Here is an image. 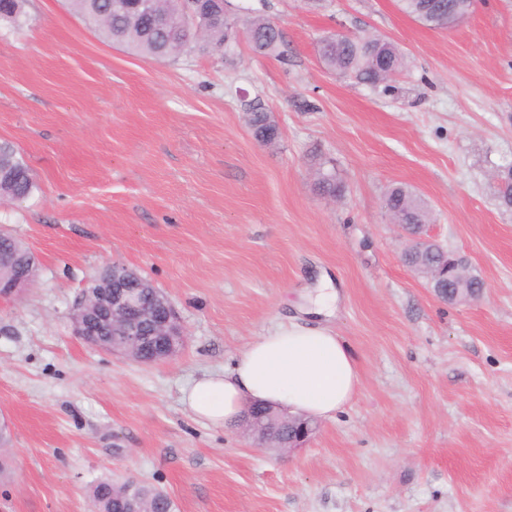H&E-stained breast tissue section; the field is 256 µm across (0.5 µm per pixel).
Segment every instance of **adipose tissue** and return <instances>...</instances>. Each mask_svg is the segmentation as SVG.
<instances>
[{
  "label": "adipose tissue",
  "mask_w": 512,
  "mask_h": 512,
  "mask_svg": "<svg viewBox=\"0 0 512 512\" xmlns=\"http://www.w3.org/2000/svg\"><path fill=\"white\" fill-rule=\"evenodd\" d=\"M337 293L322 278L306 297L317 317L269 329L251 341L235 363L195 382L184 400L195 419L221 426L239 418L245 404L280 405L295 414L331 420L354 397L359 371L353 353L320 321Z\"/></svg>",
  "instance_id": "ef3b65f1"
}]
</instances>
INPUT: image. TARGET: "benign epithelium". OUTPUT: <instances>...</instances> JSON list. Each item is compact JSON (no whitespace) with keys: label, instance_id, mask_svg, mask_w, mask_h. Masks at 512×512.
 <instances>
[{"label":"benign epithelium","instance_id":"7a95c632","mask_svg":"<svg viewBox=\"0 0 512 512\" xmlns=\"http://www.w3.org/2000/svg\"><path fill=\"white\" fill-rule=\"evenodd\" d=\"M190 7L174 28L185 35L196 28V19L202 14L205 0H189ZM448 256L447 270L438 273L439 281L434 287L435 294L448 302L480 298L484 288H470L463 296L458 288V255ZM0 267L10 269V274L0 278V298L17 295L36 277L37 259H32L21 271L10 268L0 261ZM88 284L76 300L73 309L75 335L93 346L139 363L152 364L176 356L185 341L184 330L177 312L168 295L143 278L135 270L112 263ZM269 418L264 435L278 436L288 430V441H279V449L292 450L307 439L312 432L310 422L290 414L286 409L274 405L266 407Z\"/></svg>","mask_w":512,"mask_h":512}]
</instances>
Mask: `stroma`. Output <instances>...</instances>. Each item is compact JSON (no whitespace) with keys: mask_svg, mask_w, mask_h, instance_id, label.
<instances>
[{"mask_svg":"<svg viewBox=\"0 0 512 512\" xmlns=\"http://www.w3.org/2000/svg\"><path fill=\"white\" fill-rule=\"evenodd\" d=\"M23 10L29 25L0 21V143L36 186L0 197V225L40 271L0 299V512H91L105 477L155 485L175 512H512V208L496 179L512 167V0L442 31L396 0H228L237 23L282 29L280 55L241 39L163 60L66 0ZM338 31L393 40L407 67L376 88L327 71L315 44ZM253 104L274 143L253 137ZM321 161L344 198L318 194ZM394 184L485 280L480 299L443 301L404 263ZM111 263L169 295L177 357L138 364L75 335V301ZM321 274L359 367L351 403L286 453L194 419L185 389L296 316ZM247 122L255 139L264 144H270L278 138L279 128L269 112L260 107H250Z\"/></svg>","mask_w":512,"mask_h":512,"instance_id":"obj_1","label":"stroma"}]
</instances>
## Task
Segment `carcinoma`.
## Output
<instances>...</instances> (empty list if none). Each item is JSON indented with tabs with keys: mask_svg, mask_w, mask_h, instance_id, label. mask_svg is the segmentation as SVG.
<instances>
[{
	"mask_svg": "<svg viewBox=\"0 0 512 512\" xmlns=\"http://www.w3.org/2000/svg\"><path fill=\"white\" fill-rule=\"evenodd\" d=\"M399 9L429 29L438 30L459 24L473 13L467 0H397ZM112 0H70L71 8L102 37L120 44L134 53L152 59L169 56L167 43L177 37L171 29L158 24L154 16L179 18L185 9V0H153L152 11L111 8ZM0 15L12 19L17 25L21 20L20 0H0ZM202 44L214 51L227 49L236 39V23L227 20L203 18L200 21ZM243 33L254 52L261 55H278L283 43L277 24L265 17L250 19ZM318 54L326 68L358 82L377 85L390 79L388 70L399 71L404 56L393 43L373 36L355 35L339 37L329 35L318 43ZM247 122L255 139L270 144L278 138L279 128L271 115L260 107H250ZM0 168L13 173L9 179L0 180V194L21 201L36 186V177L13 146L0 145ZM317 188L321 195L342 197L344 183L332 170L319 171ZM383 207L395 224L429 223L430 212L425 203L404 186H394L383 198ZM422 272L441 268L446 259L437 253H421L410 260ZM129 482H116L110 478L97 481L91 488L90 498L95 512H119L128 495L140 496L149 512H173V502L158 489L144 484L126 490Z\"/></svg>",
	"mask_w": 512,
	"mask_h": 512,
	"instance_id": "1",
	"label": "carcinoma"
}]
</instances>
